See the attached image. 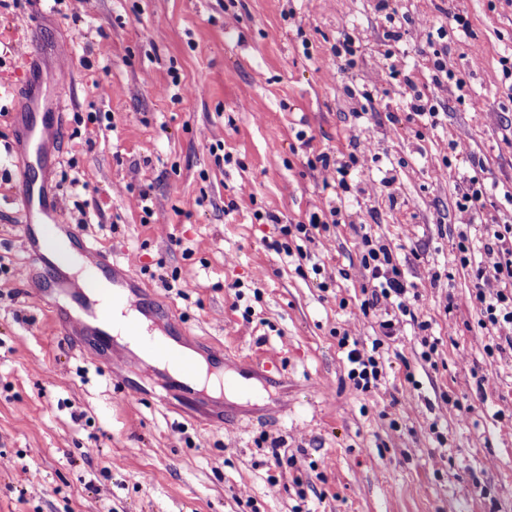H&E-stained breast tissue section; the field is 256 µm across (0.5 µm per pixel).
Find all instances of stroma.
<instances>
[{
  "label": "stroma",
  "mask_w": 512,
  "mask_h": 512,
  "mask_svg": "<svg viewBox=\"0 0 512 512\" xmlns=\"http://www.w3.org/2000/svg\"><path fill=\"white\" fill-rule=\"evenodd\" d=\"M382 1L0 0V50H41L33 69L0 60V512H512V348L478 325L458 242L479 226L456 207L475 175L497 197L482 218L512 219V90L496 80L512 0H386L393 17ZM457 13L470 31L450 36L446 61L465 85L433 127L410 87L430 79L431 25ZM347 35L349 66L332 52ZM394 54L405 73L389 74ZM23 80L41 111L57 100L65 114L40 164L70 224L133 257L190 343L274 358L264 394L188 404L172 391L162 406L166 370L141 373L128 350L127 397L65 323L50 327L30 297L45 272L15 275L29 261L14 202ZM356 132L372 152L343 196L310 161L348 157ZM334 208L344 221L325 237L283 235ZM365 235L398 253L427 331L406 322L383 338L361 316ZM347 328L383 365L366 392L347 377Z\"/></svg>",
  "instance_id": "35a3bbf8"
}]
</instances>
